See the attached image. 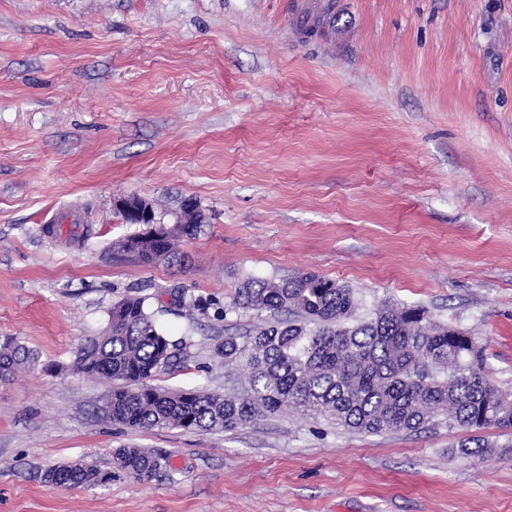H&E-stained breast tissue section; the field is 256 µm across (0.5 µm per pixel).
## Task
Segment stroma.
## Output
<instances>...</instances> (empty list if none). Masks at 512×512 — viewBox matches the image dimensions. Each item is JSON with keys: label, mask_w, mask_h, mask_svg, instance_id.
I'll return each mask as SVG.
<instances>
[{"label": "stroma", "mask_w": 512, "mask_h": 512, "mask_svg": "<svg viewBox=\"0 0 512 512\" xmlns=\"http://www.w3.org/2000/svg\"><path fill=\"white\" fill-rule=\"evenodd\" d=\"M128 194L196 199L185 267L113 252L143 230ZM55 214L89 239L44 234ZM305 272L366 311L427 308L512 390V0H0V340L39 354L0 382V512H512V429H484L481 459L444 424L132 432L72 369L135 288L227 305ZM267 320L159 316L186 348L156 384L224 391L214 345ZM127 447L166 451V476L115 470ZM78 460L111 482L42 481Z\"/></svg>", "instance_id": "1"}]
</instances>
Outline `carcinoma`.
Segmentation results:
<instances>
[{
    "label": "carcinoma",
    "instance_id": "1",
    "mask_svg": "<svg viewBox=\"0 0 512 512\" xmlns=\"http://www.w3.org/2000/svg\"><path fill=\"white\" fill-rule=\"evenodd\" d=\"M208 223L163 224L128 236L117 248L145 265H182V238ZM152 295L126 296L112 304L102 334L78 349L74 370L112 385L102 410L131 430L179 427L226 431L259 416L284 411L328 419L352 431H417L441 419L448 427L476 431L458 442L465 456L490 447L477 431L512 429V392L493 386L483 348L470 334L435 321L419 305H384L362 316L352 288L315 273L281 280L247 278L221 315L266 312L271 322L245 336H226L213 354L242 377L243 392L167 389L151 384L180 359L184 341L172 340L150 310ZM36 362L13 339L0 343V379L10 381ZM113 463L138 481L166 473L161 449L120 448ZM55 484L96 487L112 473L85 461L55 467Z\"/></svg>",
    "mask_w": 512,
    "mask_h": 512
}]
</instances>
